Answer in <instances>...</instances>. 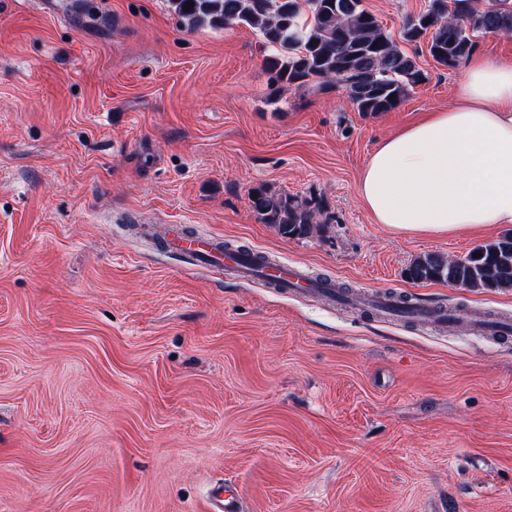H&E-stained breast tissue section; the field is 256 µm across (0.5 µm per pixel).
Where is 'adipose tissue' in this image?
I'll return each instance as SVG.
<instances>
[{"mask_svg":"<svg viewBox=\"0 0 512 512\" xmlns=\"http://www.w3.org/2000/svg\"><path fill=\"white\" fill-rule=\"evenodd\" d=\"M357 190L375 223L399 233L512 224V58H471L454 104L384 139Z\"/></svg>","mask_w":512,"mask_h":512,"instance_id":"adipose-tissue-1","label":"adipose tissue"}]
</instances>
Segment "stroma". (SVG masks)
I'll list each match as a JSON object with an SVG mask.
<instances>
[{
	"label": "stroma",
	"instance_id": "stroma-1",
	"mask_svg": "<svg viewBox=\"0 0 512 512\" xmlns=\"http://www.w3.org/2000/svg\"><path fill=\"white\" fill-rule=\"evenodd\" d=\"M427 0H363L399 34ZM396 109L275 84L246 26L186 30L169 0H0V512H512V289L417 283L410 264L511 233L374 223L357 183L385 138L454 98L462 69ZM315 198L284 237L258 186ZM187 231L309 276L464 306L438 331L229 280L139 235ZM243 511L242 501L237 492L233 489H224L209 499V512H241Z\"/></svg>",
	"mask_w": 512,
	"mask_h": 512
}]
</instances>
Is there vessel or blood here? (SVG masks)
Wrapping results in <instances>:
<instances>
[{"label":"vessel or blood","mask_w":512,"mask_h":512,"mask_svg":"<svg viewBox=\"0 0 512 512\" xmlns=\"http://www.w3.org/2000/svg\"><path fill=\"white\" fill-rule=\"evenodd\" d=\"M164 247L172 253L195 258L202 266L246 279L256 275L275 287L302 295L335 297L336 291L315 283L300 266L285 262L258 264L242 253L225 249L221 239L187 232L181 225L168 224L162 231ZM242 501L235 490L228 489L209 499V512H242Z\"/></svg>","instance_id":"vessel-or-blood-1"}]
</instances>
